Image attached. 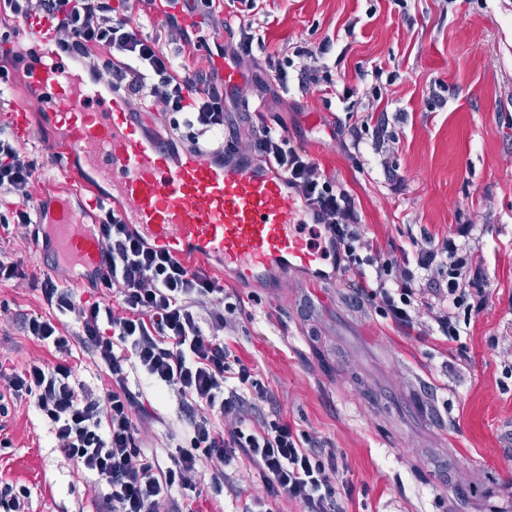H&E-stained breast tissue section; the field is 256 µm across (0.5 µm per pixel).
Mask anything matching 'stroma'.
<instances>
[{"label": "stroma", "mask_w": 512, "mask_h": 512, "mask_svg": "<svg viewBox=\"0 0 512 512\" xmlns=\"http://www.w3.org/2000/svg\"><path fill=\"white\" fill-rule=\"evenodd\" d=\"M252 20L263 58L333 43L335 89L311 87L282 113L289 138L359 199L361 229L406 248L421 232L443 239L471 225L485 300L459 342L395 327L375 304L356 305L347 279L321 288L274 270L239 288L245 312L231 346L258 366L289 420L346 457L355 512H512V0H264ZM390 75L372 107L363 74ZM373 117L359 151H341L334 122ZM0 364L50 355L11 317L46 314L38 291L0 283ZM151 448L184 442L176 397H152ZM466 483H459V476ZM0 481L30 488L28 512H94V487L54 446L32 400L0 415Z\"/></svg>", "instance_id": "stroma-1"}]
</instances>
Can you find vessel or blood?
I'll use <instances>...</instances> for the list:
<instances>
[{"label":"vessel or blood","mask_w":512,"mask_h":512,"mask_svg":"<svg viewBox=\"0 0 512 512\" xmlns=\"http://www.w3.org/2000/svg\"><path fill=\"white\" fill-rule=\"evenodd\" d=\"M172 14L185 27L198 19L186 0H157L149 21L159 26ZM23 24L37 46L32 83L49 96L61 128L59 139L44 144L51 166L77 181L73 162L95 145L88 162L111 190L121 222L189 270L208 269L210 257L219 255L246 286L282 264L322 281L327 257L299 232L306 215L283 173L245 154L224 161L190 151L171 157L148 134L147 116L130 112L123 98L86 81L76 63L56 53L53 17L33 14ZM9 124L21 146L39 133L23 107L10 112ZM44 221L58 256L85 269L100 265V239L75 219L65 199L50 205Z\"/></svg>","instance_id":"obj_1"}]
</instances>
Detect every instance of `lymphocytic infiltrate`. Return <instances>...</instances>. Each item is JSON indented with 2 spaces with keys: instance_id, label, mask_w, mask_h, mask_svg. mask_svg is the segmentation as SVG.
Wrapping results in <instances>:
<instances>
[{
  "instance_id": "lymphocytic-infiltrate-1",
  "label": "lymphocytic infiltrate",
  "mask_w": 512,
  "mask_h": 512,
  "mask_svg": "<svg viewBox=\"0 0 512 512\" xmlns=\"http://www.w3.org/2000/svg\"><path fill=\"white\" fill-rule=\"evenodd\" d=\"M153 4L0 0V12L18 19L53 16L58 51L89 77L138 101L142 111L167 116L172 149L219 152L227 159L245 153L280 170L322 224L336 267L348 275L357 298L377 304L402 329L423 325L431 335L458 341V310L482 277L466 242L469 228L444 238L438 248L427 235L396 254L376 246L360 229L356 198L290 140L283 121L268 119L264 103L252 100L254 88L272 81L282 90L278 109L296 110V97L283 93L288 79L296 77L298 95H304L330 77V42L295 47V69L279 65L270 78H256L254 87L228 91L217 69L197 57L198 34L169 20L167 30L176 36L171 52L141 34L137 22ZM195 5L204 24L229 35L222 55L254 63L256 32L249 20L225 13L223 0ZM37 171L36 161L0 129V196L11 200L0 212V225L24 231L38 223L42 213L32 205ZM93 230L103 244V260L85 277L93 289L111 290L110 303L77 298L52 273L38 276L21 261L0 258V283L26 281L39 288L48 312L24 315L20 328L52 357L48 364L0 366V386L14 398H33L59 452L100 486L95 512H195L176 494L196 490L209 474L215 493L240 496L242 487L226 472L236 461L246 462L259 479L251 497L257 512H281L286 502L301 512H350L353 485L344 478L345 457L273 409L275 396L257 368L223 338L243 313L240 296L147 243L118 220L111 205L100 207ZM77 344L107 377L102 392L77 382ZM135 375L178 398L188 416L186 444L147 452L157 415L145 407L143 392L131 390Z\"/></svg>"
}]
</instances>
